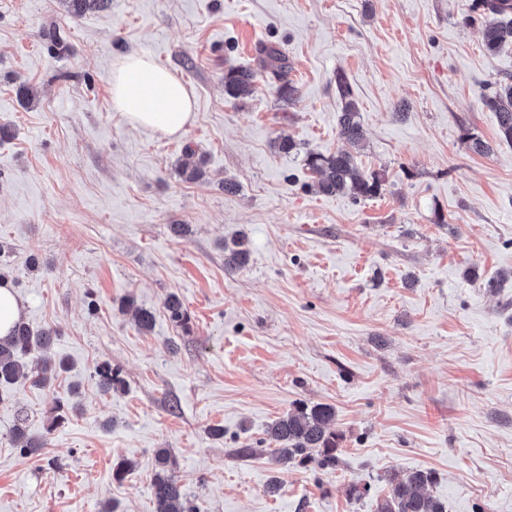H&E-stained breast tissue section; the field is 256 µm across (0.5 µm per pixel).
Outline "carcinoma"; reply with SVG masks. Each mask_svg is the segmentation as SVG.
<instances>
[{"label": "carcinoma", "mask_w": 512, "mask_h": 512, "mask_svg": "<svg viewBox=\"0 0 512 512\" xmlns=\"http://www.w3.org/2000/svg\"><path fill=\"white\" fill-rule=\"evenodd\" d=\"M473 11L478 16L466 18L468 24L479 18L493 17L483 24L482 36L487 53L497 54L503 44L512 40V0H474ZM45 39L57 55L68 52L69 44L60 28L55 26L48 30ZM288 70V60L281 51L273 45H263L259 49L257 68L230 66L224 70V94L234 100L251 94L257 76L266 72L275 80L277 93L293 100L298 88L288 80ZM336 92L345 101L338 119L342 146L328 155L311 153L307 156L305 166L311 173L307 187L317 193L347 194L355 201L376 197L383 191L384 178L378 173L368 176L360 173L350 152V148L362 140L363 129L354 91L340 72L336 73ZM484 101L495 112L501 137L512 142V78L496 81L493 93L485 96ZM249 256L244 236L224 244V270L243 269ZM164 308L175 323L187 320V312L176 295L165 299ZM55 336L57 330L53 328L34 331L20 321L9 335L0 337V386H49L57 371L66 368L63 360L52 364L40 356ZM96 376L106 392L118 389L121 383L119 369L108 363L96 369ZM335 420L336 411L330 404L297 405L267 426L263 442L272 445L270 453L285 468L291 463L313 462L321 470L334 471L342 463L336 431L331 428ZM15 438L24 456L38 454L47 447L46 441L30 437L22 424L17 426ZM156 462L151 484L154 512H197L187 500L169 451L158 450ZM433 482V474L423 471L408 473L391 482V493L381 503L379 512H446L443 501L424 493L425 487Z\"/></svg>", "instance_id": "cac0c4a2"}]
</instances>
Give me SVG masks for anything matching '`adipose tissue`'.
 Masks as SVG:
<instances>
[{
  "instance_id": "obj_1",
  "label": "adipose tissue",
  "mask_w": 512,
  "mask_h": 512,
  "mask_svg": "<svg viewBox=\"0 0 512 512\" xmlns=\"http://www.w3.org/2000/svg\"><path fill=\"white\" fill-rule=\"evenodd\" d=\"M112 103L129 125L181 136L194 118L195 100L185 84L149 55L118 57L110 76Z\"/></svg>"
}]
</instances>
